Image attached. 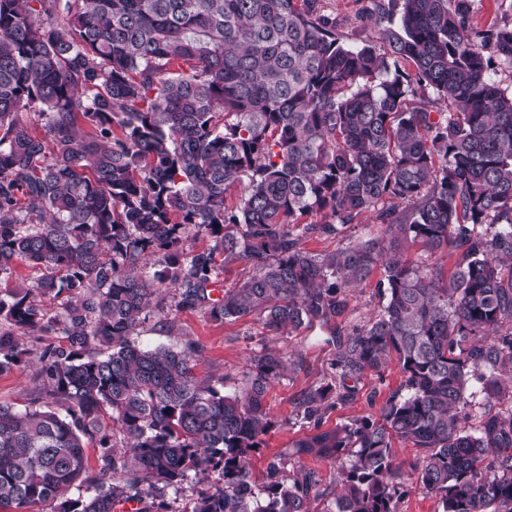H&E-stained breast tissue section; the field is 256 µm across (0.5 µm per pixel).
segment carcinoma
<instances>
[{
    "label": "carcinoma",
    "mask_w": 512,
    "mask_h": 512,
    "mask_svg": "<svg viewBox=\"0 0 512 512\" xmlns=\"http://www.w3.org/2000/svg\"><path fill=\"white\" fill-rule=\"evenodd\" d=\"M318 2L0 0V280L41 271L0 289V373L29 364L31 334L65 339L39 352L30 406L0 403V512H175L190 479L205 484L190 512H315L318 472L274 461L258 484L247 462L275 425L268 389L301 359L262 345L226 393L195 376V342L135 336L185 310L256 315L269 336L328 325L376 270L385 302L332 336L335 376L297 399L314 432L292 455L336 463V512H398L395 439L442 512H512V408L473 430L466 397L482 368L488 396L512 399V91L496 70L512 26L479 39L470 0H399L356 45ZM368 213L383 237L302 244ZM413 245L455 252L450 276ZM235 261L249 274L213 297ZM393 359L407 395L321 429Z\"/></svg>",
    "instance_id": "carcinoma-1"
}]
</instances>
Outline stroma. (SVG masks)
<instances>
[{
  "label": "stroma",
  "mask_w": 512,
  "mask_h": 512,
  "mask_svg": "<svg viewBox=\"0 0 512 512\" xmlns=\"http://www.w3.org/2000/svg\"><path fill=\"white\" fill-rule=\"evenodd\" d=\"M324 9L335 17L337 31L345 38L358 44L375 40L377 26L369 14L370 0H324ZM380 278V273H373L362 288L351 294L342 317L344 325L364 323L377 312L383 302ZM173 319L178 328L174 335L165 333L159 317L147 319L140 329V342L151 347L178 348L185 340L195 341L203 348L194 361L196 377L202 380L223 378L224 390L228 393L237 387L252 350L260 345L266 344L302 359L300 369L287 372L268 391L266 401L275 426L266 436L263 448L250 457L249 468L253 480L263 482L269 463L278 457L286 469L299 466L314 469L320 473L324 485L334 486L337 470L333 462L310 457L300 460L291 454L293 441L310 432L306 423L296 419L298 396L304 390L330 380L335 372L336 354L334 346L328 343L329 326L316 324L274 337L266 335L259 319L253 317L215 323L203 313L186 310L174 314ZM401 384L402 375L396 365H388L379 373H369L353 401L325 414L323 428L330 429L363 416L379 415L387 399L399 391ZM38 385L37 369L32 365L0 373V401L25 408Z\"/></svg>",
  "instance_id": "stroma-1"
}]
</instances>
